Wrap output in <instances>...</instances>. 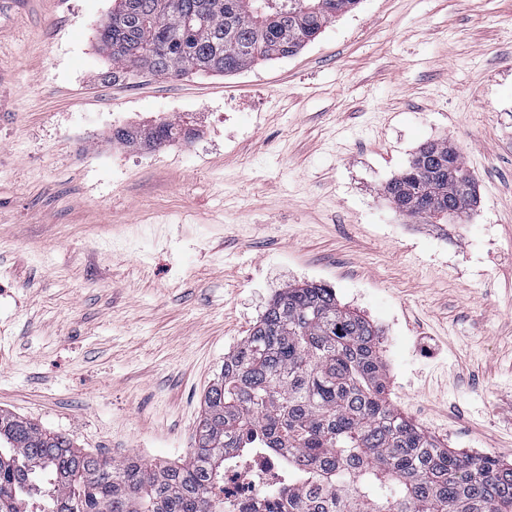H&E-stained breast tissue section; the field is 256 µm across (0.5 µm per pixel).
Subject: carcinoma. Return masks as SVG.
Segmentation results:
<instances>
[{
    "instance_id": "obj_1",
    "label": "carcinoma",
    "mask_w": 512,
    "mask_h": 512,
    "mask_svg": "<svg viewBox=\"0 0 512 512\" xmlns=\"http://www.w3.org/2000/svg\"><path fill=\"white\" fill-rule=\"evenodd\" d=\"M100 26L112 79L135 70L231 75L292 57L359 0H114ZM179 121L120 129L131 146L175 141ZM382 194L402 215L446 224L477 206L474 178L445 141L424 144ZM379 330L332 289L290 284L224 357L181 466L113 460L0 411V512H215L224 470L284 458L259 509L238 512H512V466L461 456L387 397Z\"/></svg>"
}]
</instances>
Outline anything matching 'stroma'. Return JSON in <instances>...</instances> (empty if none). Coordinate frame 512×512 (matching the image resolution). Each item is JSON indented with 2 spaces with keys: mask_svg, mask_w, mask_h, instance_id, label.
Returning <instances> with one entry per match:
<instances>
[{
  "mask_svg": "<svg viewBox=\"0 0 512 512\" xmlns=\"http://www.w3.org/2000/svg\"><path fill=\"white\" fill-rule=\"evenodd\" d=\"M112 0H0V410L166 465L272 296L334 288L381 332L390 400L512 464V0H360L299 54L115 81ZM186 121L157 150L119 128ZM448 140L480 202L383 186Z\"/></svg>",
  "mask_w": 512,
  "mask_h": 512,
  "instance_id": "35a3bbf8",
  "label": "stroma"
}]
</instances>
